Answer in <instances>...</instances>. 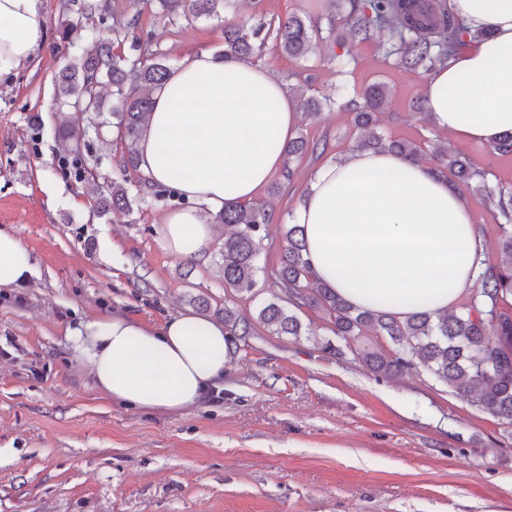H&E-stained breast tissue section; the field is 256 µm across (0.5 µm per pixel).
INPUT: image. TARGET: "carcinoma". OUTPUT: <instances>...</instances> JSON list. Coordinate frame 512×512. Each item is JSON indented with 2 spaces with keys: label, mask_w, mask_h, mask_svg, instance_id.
I'll use <instances>...</instances> for the list:
<instances>
[{
  "label": "carcinoma",
  "mask_w": 512,
  "mask_h": 512,
  "mask_svg": "<svg viewBox=\"0 0 512 512\" xmlns=\"http://www.w3.org/2000/svg\"><path fill=\"white\" fill-rule=\"evenodd\" d=\"M336 8L337 45L345 41L365 43L376 33L388 32L386 56H397L410 70L434 72L448 63L462 48L485 40L488 33L472 31L448 10V0H332ZM168 16L188 20H216L224 24L223 59L246 62L257 55L259 28H247L226 20L235 0H159ZM67 19L58 31L57 50L63 59L55 79V134L69 145L62 159L65 170L98 193L97 214L110 211L130 214L136 203L135 185L125 177L137 168L135 146L151 111L153 91L163 86L169 67L152 50L150 41L139 36V54L122 56L113 52L112 39L104 35V25L112 12V0H65ZM275 39L289 58L303 60L316 45L317 33L298 15L279 22ZM389 89L373 83L339 107L352 114L359 136L356 149L388 152L415 160L422 153L419 145L388 139L378 133L376 112L388 98ZM112 97V118H103L106 97ZM116 137L125 153L119 171L112 174L103 162L83 165L88 137ZM318 146L299 136L288 143L283 176L292 178L293 160L315 153ZM434 173L459 191L476 189L490 193L486 173L446 143L430 145ZM498 249L507 262L492 264L483 260L475 288L460 311H450L436 319L423 311L422 302L409 301L410 315L401 319L387 309L359 310L324 284L315 281L305 253L302 229L290 224L285 232L287 245L280 265L271 270L280 294L261 302L257 321L277 336L302 335L303 325L295 311L309 308L328 316L331 332L346 344L368 336H384L392 349L383 353L373 347L357 351L373 373L395 377L422 368L446 384L458 396L482 411L512 426V309L505 299L512 296V189L497 190ZM212 223L225 224L234 231L224 237L219 255L223 264L224 286L250 293L256 285L261 243L268 236L271 214L260 204H235L212 216ZM213 298L197 294L188 303L204 313L224 319L229 336L250 334V322L224 306L212 308Z\"/></svg>",
  "instance_id": "carcinoma-1"
}]
</instances>
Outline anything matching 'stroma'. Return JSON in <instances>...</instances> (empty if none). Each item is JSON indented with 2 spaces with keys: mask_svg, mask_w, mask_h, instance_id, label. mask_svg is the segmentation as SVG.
<instances>
[{
  "mask_svg": "<svg viewBox=\"0 0 512 512\" xmlns=\"http://www.w3.org/2000/svg\"><path fill=\"white\" fill-rule=\"evenodd\" d=\"M63 0H39L45 39L33 59L0 82V228L30 251L33 272L0 288V512H512V427L417 368L396 379L372 374L354 349L323 353L325 315L303 310L307 335L269 333L257 307L276 292L269 275L283 233L317 170L353 150L350 113L301 116L297 133L328 151L293 162L258 201L274 222L262 242L266 266L251 293L224 285L218 249L188 260L167 250L162 223L172 200L146 197L129 216L97 217L89 187L66 174L54 137L53 51ZM111 23L137 17L169 66L219 53L214 21L164 16L157 0H112ZM301 16L324 31L298 61L274 38L280 19ZM329 0H237L234 19L262 26L254 62L288 93L351 97L373 82L390 95L378 116L393 138L448 141L410 106L424 74L385 57L379 42L337 46ZM490 184L512 186V157L459 141ZM209 294L254 321L233 340L216 393L184 412L112 401L74 358L68 332L79 320L121 314L151 326Z\"/></svg>",
  "mask_w": 512,
  "mask_h": 512,
  "instance_id": "stroma-1",
  "label": "stroma"
}]
</instances>
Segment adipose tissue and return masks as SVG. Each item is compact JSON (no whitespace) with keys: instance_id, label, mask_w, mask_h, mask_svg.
Returning <instances> with one entry per match:
<instances>
[{"instance_id":"obj_1","label":"adipose tissue","mask_w":512,"mask_h":512,"mask_svg":"<svg viewBox=\"0 0 512 512\" xmlns=\"http://www.w3.org/2000/svg\"><path fill=\"white\" fill-rule=\"evenodd\" d=\"M453 14L491 38L463 51L423 84L435 127L476 144L512 131V0H448ZM38 0H0V77L42 44ZM137 144L138 171L191 200L170 213L172 253L203 257L210 214L256 200L282 170L298 120L295 102L260 66L202 51L185 56L161 89ZM292 221L303 231L316 279L351 305L419 296L432 316L472 288L484 240L463 194L429 166L357 150L317 172ZM31 255L0 229V288L24 283ZM98 391L138 409L182 412L220 386L232 350L223 324L191 311L152 327L123 316L89 318L70 331Z\"/></svg>"}]
</instances>
